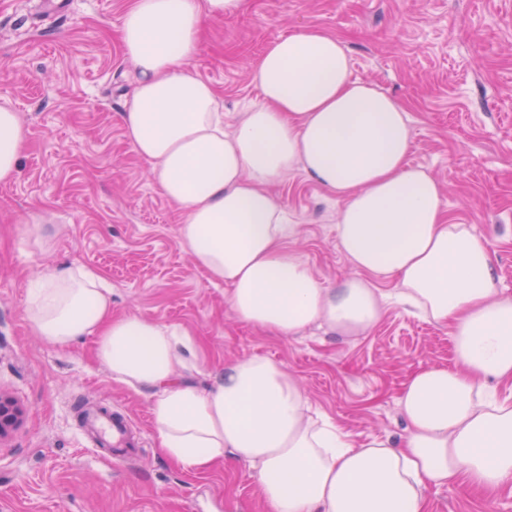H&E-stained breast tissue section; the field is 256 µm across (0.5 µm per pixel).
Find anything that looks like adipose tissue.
<instances>
[{
  "instance_id": "adipose-tissue-1",
  "label": "adipose tissue",
  "mask_w": 512,
  "mask_h": 512,
  "mask_svg": "<svg viewBox=\"0 0 512 512\" xmlns=\"http://www.w3.org/2000/svg\"><path fill=\"white\" fill-rule=\"evenodd\" d=\"M244 0H133L120 40L137 70L122 123L163 195L185 214L180 238L196 269L227 286L239 320L289 338L317 326L338 336L374 328L380 280L446 325L455 367L427 366L406 381L399 443L353 444L312 417L295 377L253 356L226 363L208 387L203 358L181 326L114 317L99 274L55 268L28 281L30 327L59 345L97 339L115 378L145 390L162 453L182 468L220 461L254 470L268 512H429L427 491L496 493L512 483V403L487 381H512V296L502 294L487 241L447 215L438 180L411 165L409 118L395 99L350 77L339 39L306 27L275 40L250 65L263 103L224 130L214 86L184 70L213 20ZM26 140L0 106V183L14 181ZM299 168L340 198L339 245L357 277L325 287L287 235L268 184Z\"/></svg>"
}]
</instances>
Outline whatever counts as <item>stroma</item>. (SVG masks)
<instances>
[{
    "mask_svg": "<svg viewBox=\"0 0 512 512\" xmlns=\"http://www.w3.org/2000/svg\"><path fill=\"white\" fill-rule=\"evenodd\" d=\"M131 2L0 0V105L28 138L19 177L0 184V393L23 411L0 438V512H267L247 465L196 473L160 453L147 395L113 377L94 337L61 346L31 330V274L92 268L112 288L113 316L188 329L206 358L201 384L228 361L281 363L313 412L357 444L399 440L405 381L452 365L451 337L398 304L364 336L313 326L281 338L237 318L223 286L193 268L183 215L121 124L136 82L118 40ZM306 26L340 38L352 79L405 107L410 163L438 179L450 220L488 241L512 295V0H246L210 24L188 64L223 99L225 129L262 103L249 62ZM270 191L286 246L313 275L331 288L354 277L336 231L342 201L299 169ZM82 401L129 417L140 454L116 464L99 453L77 418ZM428 498L431 512H512V486L491 500L452 486Z\"/></svg>",
    "mask_w": 512,
    "mask_h": 512,
    "instance_id": "1",
    "label": "stroma"
}]
</instances>
